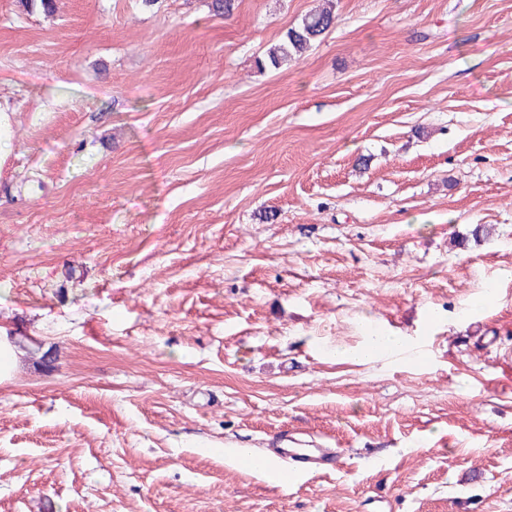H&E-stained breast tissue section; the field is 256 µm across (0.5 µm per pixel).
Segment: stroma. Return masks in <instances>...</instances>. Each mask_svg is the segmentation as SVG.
<instances>
[{
  "instance_id": "obj_1",
  "label": "stroma",
  "mask_w": 512,
  "mask_h": 512,
  "mask_svg": "<svg viewBox=\"0 0 512 512\" xmlns=\"http://www.w3.org/2000/svg\"><path fill=\"white\" fill-rule=\"evenodd\" d=\"M209 2L0 0V512H512V0ZM325 2L327 6L306 14L299 25L287 31L281 42L267 48L264 59L258 64L277 69L288 61L300 59L334 22L332 0ZM24 352L0 328V383L10 380L21 364ZM402 345L401 336L387 333L380 336L379 341L372 340V336H367L364 343L356 349L337 350L336 355L342 359H353L359 362H373L382 358L385 354L398 350ZM273 454L285 463L284 473L294 478L305 472L312 464H319L331 459L328 448H270Z\"/></svg>"
}]
</instances>
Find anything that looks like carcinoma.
I'll list each match as a JSON object with an SVG mask.
<instances>
[{
  "instance_id": "cac0c4a2",
  "label": "carcinoma",
  "mask_w": 512,
  "mask_h": 512,
  "mask_svg": "<svg viewBox=\"0 0 512 512\" xmlns=\"http://www.w3.org/2000/svg\"><path fill=\"white\" fill-rule=\"evenodd\" d=\"M326 3L327 6L306 14L299 25L287 31L281 42L267 48L259 65L277 69L289 61L300 59L334 22L332 0H326Z\"/></svg>"
}]
</instances>
